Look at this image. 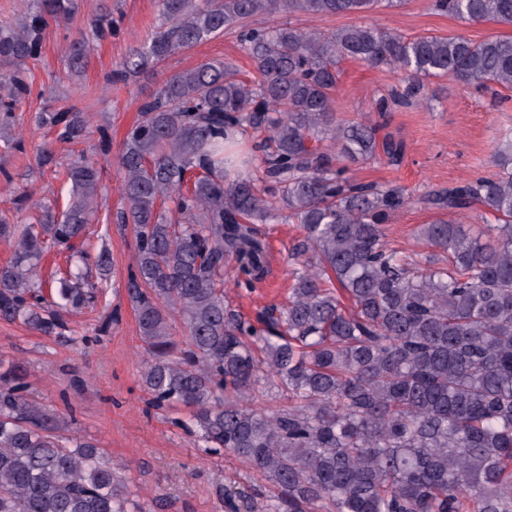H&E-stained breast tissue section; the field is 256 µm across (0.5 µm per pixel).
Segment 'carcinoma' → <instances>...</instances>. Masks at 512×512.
<instances>
[{"label": "carcinoma", "mask_w": 512, "mask_h": 512, "mask_svg": "<svg viewBox=\"0 0 512 512\" xmlns=\"http://www.w3.org/2000/svg\"><path fill=\"white\" fill-rule=\"evenodd\" d=\"M467 23L512 25V0H431ZM401 0H158L162 23L119 62L124 82L173 54L236 34L260 81L206 61L166 80L141 106L117 165L121 224L137 243L127 296L146 352L143 384L155 407L183 406L177 424L198 430L207 455L229 453L278 493L263 512H512V139L495 177L478 173L420 202L436 213L426 245L448 257L422 265L386 241L389 217L412 202L397 187L355 180L348 163L376 156L380 125L336 117L337 65L388 67L413 91L429 77L467 89H512V36L406 39L375 24L315 32L265 17L282 13L363 17ZM73 0H23L0 27V141L29 91L25 69L49 21L66 22ZM112 36V12L92 22ZM85 42L68 49L82 69ZM58 138L85 139L80 112H51ZM251 135L264 188L229 151ZM71 200L44 205L38 224L0 217L12 247L0 266V319L60 336L59 309L93 304L106 289L82 273L47 293L38 265L51 246L81 238L101 191L102 167L68 170ZM170 200L178 219L159 203ZM481 207L493 222L470 232L461 218ZM289 220L304 235L288 304L255 320L224 292V260L236 287L265 274L256 225ZM101 275L111 255H78ZM350 305H345V302ZM185 336L177 339L175 322ZM287 401L252 406L266 389ZM28 391L20 365L0 373V512H146L95 445L66 435Z\"/></svg>", "instance_id": "obj_1"}]
</instances>
